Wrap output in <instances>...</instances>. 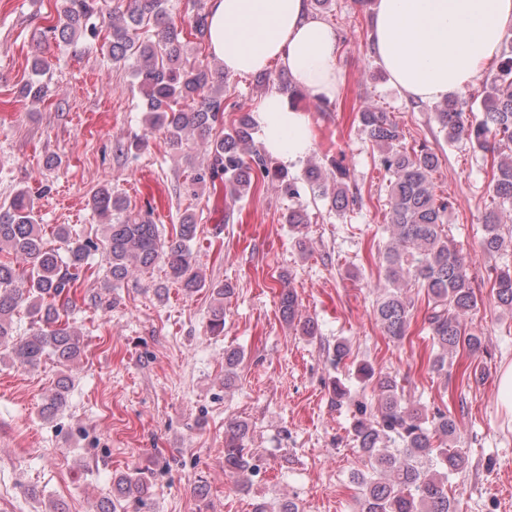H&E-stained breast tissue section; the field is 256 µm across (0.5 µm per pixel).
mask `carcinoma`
<instances>
[{
    "instance_id": "obj_1",
    "label": "carcinoma",
    "mask_w": 512,
    "mask_h": 512,
    "mask_svg": "<svg viewBox=\"0 0 512 512\" xmlns=\"http://www.w3.org/2000/svg\"><path fill=\"white\" fill-rule=\"evenodd\" d=\"M169 0H129L111 12H103L100 0H60L57 22L50 28L54 37L71 44L99 29L111 31L108 55L112 64L131 71L142 94V110L153 125L164 128L169 141L180 146L186 135L206 141L207 164L196 174L199 183L221 181L230 194L241 197L252 188L278 183L290 198L301 197L299 182L288 178L270 159L252 151L244 156L241 145L249 140L251 120L242 116L236 127L224 130V72L189 58V37L206 38L208 15L202 0L188 20H175ZM156 27V40L142 41L143 25ZM497 73L484 87L480 98L449 97L434 106V116L448 144L461 141L482 152L490 197L485 207L482 251L505 254L512 231L504 232L501 216L512 210V39L506 38ZM477 110L481 118L467 121L466 111ZM363 131L379 150V166L389 176L387 184L388 224L391 242L383 252V269L388 287L376 302L375 314L386 335L394 341L405 338L414 304L404 288L415 285L431 303L425 323L438 352L432 361L438 372H448V354L462 347L477 352L479 334L470 331L465 317L477 307L469 267L450 245L445 233L446 217L454 202L436 196L430 174L438 157L424 142L409 147L397 120L384 109L367 108L359 113ZM342 168L325 174L310 170L308 181L331 209H345L349 187ZM91 206L103 223V249L112 281L124 279L131 268L150 269L163 262L168 278L189 294L209 289L214 304L208 321L210 333L224 332V300L234 294L229 284L208 281L206 271L193 261L190 246L197 236L196 214L181 217L175 237L166 239L151 220L121 215L124 201L112 187L103 185L91 196ZM53 235L65 245V255L50 247L44 237L34 201L24 189L0 204V364L10 363L35 369L43 359L59 365L54 390L40 406L45 421L55 419L67 406L69 370L84 348L81 332L71 325L68 310L80 276L89 270L88 258L98 250L91 238L74 239L65 224ZM490 288L497 303L512 311V268H494ZM296 294L284 291L280 312L288 321L295 316ZM26 309L35 329L17 338L14 317ZM243 353H224V387L235 381ZM378 404L353 402L352 439L370 464L360 473L361 512H453L448 497V479L463 472L468 458L453 447L437 448L435 437L454 441L457 423L440 410L429 414L405 406L396 381L377 380ZM248 425L235 422L224 438V469L244 474L252 469L244 440ZM151 488L148 473L122 474L112 482V494L101 497L96 512H116V503L131 498L146 505Z\"/></svg>"
}]
</instances>
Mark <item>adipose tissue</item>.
Listing matches in <instances>:
<instances>
[{"mask_svg":"<svg viewBox=\"0 0 512 512\" xmlns=\"http://www.w3.org/2000/svg\"><path fill=\"white\" fill-rule=\"evenodd\" d=\"M209 50L226 72L286 68L314 99H333L341 79L335 29L312 17L309 0H210ZM512 27V0H376L375 54L409 98L435 102L475 83ZM265 150L284 165L303 158L309 123L278 92L257 105Z\"/></svg>","mask_w":512,"mask_h":512,"instance_id":"obj_1","label":"adipose tissue"}]
</instances>
